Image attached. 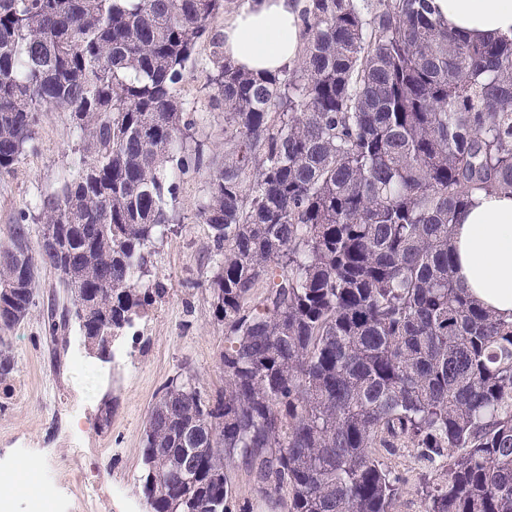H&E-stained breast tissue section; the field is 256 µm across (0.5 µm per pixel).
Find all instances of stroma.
I'll list each match as a JSON object with an SVG mask.
<instances>
[{
  "mask_svg": "<svg viewBox=\"0 0 512 512\" xmlns=\"http://www.w3.org/2000/svg\"><path fill=\"white\" fill-rule=\"evenodd\" d=\"M208 72V49L202 46L182 89L204 115L198 137L220 147L224 114L208 107ZM36 132L33 147L27 148L13 172L0 176V233L30 204L56 193L73 174L71 155L82 142L67 113H39ZM206 192L202 178L180 188L178 206L184 221L159 245L154 258L153 273L167 293L121 333L117 343L128 354L125 363L91 354L90 370L73 367L71 341L79 333L71 331L66 343L49 335L48 308L63 304L66 296L59 273L42 269L29 316L8 335L17 371L0 385V463L30 465L42 494L52 497L66 486L96 484L107 496L106 512H147L138 476L152 404L178 373L196 376L208 394L223 389L224 323L215 316L212 294L203 285L210 231L195 216ZM107 404L112 417L105 422L101 416ZM386 463L404 479L393 512H422L427 469L413 449H400ZM227 474L232 512H286L278 501L255 490L242 462L232 464Z\"/></svg>",
  "mask_w": 512,
  "mask_h": 512,
  "instance_id": "stroma-1",
  "label": "stroma"
}]
</instances>
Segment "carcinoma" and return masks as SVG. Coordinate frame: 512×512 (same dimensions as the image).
Listing matches in <instances>:
<instances>
[{
  "label": "carcinoma",
  "mask_w": 512,
  "mask_h": 512,
  "mask_svg": "<svg viewBox=\"0 0 512 512\" xmlns=\"http://www.w3.org/2000/svg\"><path fill=\"white\" fill-rule=\"evenodd\" d=\"M227 0H0V176L69 114L86 147L60 191L0 240L2 333L41 266L72 297L46 328L120 332L166 293L155 246L180 223L181 183L206 178L224 391L165 385L144 428L149 512H231L224 468L287 490V512H393L412 448L434 479L423 512H512V322L454 270L452 229L478 191L512 190V38L475 42L429 0H306L300 59L243 72L212 22ZM224 161L181 97L199 45ZM40 224L33 251L29 221ZM264 289L254 299L255 291ZM195 450L189 478L170 460Z\"/></svg>",
  "instance_id": "1"
}]
</instances>
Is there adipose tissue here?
<instances>
[{"instance_id": "ef3b65f1", "label": "adipose tissue", "mask_w": 512, "mask_h": 512, "mask_svg": "<svg viewBox=\"0 0 512 512\" xmlns=\"http://www.w3.org/2000/svg\"><path fill=\"white\" fill-rule=\"evenodd\" d=\"M433 18L473 40L512 37V0H430ZM300 0H242L225 15L224 55L258 75L278 72L303 48ZM456 276L469 294L512 321V190L477 193L453 229Z\"/></svg>"}]
</instances>
